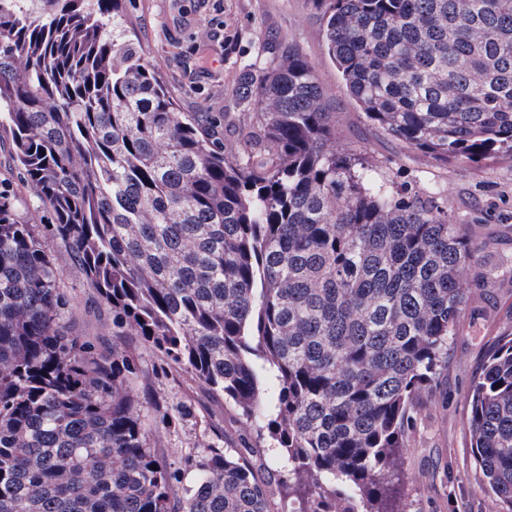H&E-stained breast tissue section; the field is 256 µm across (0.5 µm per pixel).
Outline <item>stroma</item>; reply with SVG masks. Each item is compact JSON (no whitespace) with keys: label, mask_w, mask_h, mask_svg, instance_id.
Wrapping results in <instances>:
<instances>
[{"label":"stroma","mask_w":512,"mask_h":512,"mask_svg":"<svg viewBox=\"0 0 512 512\" xmlns=\"http://www.w3.org/2000/svg\"><path fill=\"white\" fill-rule=\"evenodd\" d=\"M130 20L146 61L157 67L183 112L236 113L244 71L259 73L268 55V37L292 43L306 56L325 91L336 120L339 145L363 155L396 186L425 191L440 187L448 221L486 242L470 276L474 281L466 313L448 341V358L427 392L416 400L413 424L391 482L399 492L398 512H506L503 503L477 484L464 421L465 397L497 334L512 326V161L437 164L429 156L390 137L368 122L348 95L330 60L317 0H135ZM24 200L19 221L47 224L49 211L33 186L23 183L12 161L8 139L0 140V191ZM47 253L62 273L73 306L71 325L112 348V315L101 305L84 271L68 249L45 234ZM126 348L141 369L136 394L173 407L188 403L192 413L173 429L142 416L148 443L164 464L178 461L210 436V425L224 430V446L236 453L256 435L232 406L215 398L192 375L177 369L157 376L156 353L127 337Z\"/></svg>","instance_id":"1"}]
</instances>
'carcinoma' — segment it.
<instances>
[{
    "label": "carcinoma",
    "instance_id": "obj_1",
    "mask_svg": "<svg viewBox=\"0 0 512 512\" xmlns=\"http://www.w3.org/2000/svg\"><path fill=\"white\" fill-rule=\"evenodd\" d=\"M0 10V135L51 232L112 310V351L70 330L34 225L0 194V512H391L413 403L464 314L481 244L438 189L395 188L336 145L324 90L273 39L224 115L180 111L126 0ZM364 118L434 161L512 157V0H322ZM128 336L233 405L288 477L224 434L176 465L147 446ZM480 481L512 512V327L466 396ZM168 429L186 407L155 403ZM197 482L178 495L187 471ZM360 492L365 510L343 485ZM252 462L257 473L265 477L268 474L277 477L283 465L278 455L274 451L267 450V448H263L260 454L253 457Z\"/></svg>",
    "mask_w": 512,
    "mask_h": 512
}]
</instances>
